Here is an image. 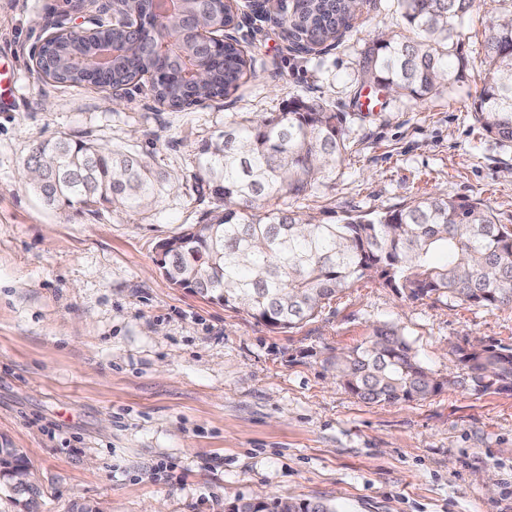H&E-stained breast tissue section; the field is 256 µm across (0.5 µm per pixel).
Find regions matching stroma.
I'll return each instance as SVG.
<instances>
[{
    "mask_svg": "<svg viewBox=\"0 0 512 512\" xmlns=\"http://www.w3.org/2000/svg\"><path fill=\"white\" fill-rule=\"evenodd\" d=\"M236 0L247 67L222 98L172 110L148 81L120 90L38 77L45 21L109 20L110 0H0V63L14 69L0 109V441L29 460L40 512H224L239 500H321L336 512H512V393L443 387L369 403L325 357L397 327L423 367L455 373L450 345H512V307L412 301L358 282L316 318L277 330L170 284L156 245L213 207L198 149L224 123L268 117L292 98L340 114L347 150L332 173L279 208L337 224L423 197L466 198L512 230V143L473 118L488 61L489 7L471 11L464 78L422 100L362 80L375 34L406 35L397 0H367L352 27L308 53L281 23ZM67 134L147 157L170 188L146 214L47 205L24 177L45 140ZM491 471L493 492L477 476Z\"/></svg>",
    "mask_w": 512,
    "mask_h": 512,
    "instance_id": "1",
    "label": "stroma"
}]
</instances>
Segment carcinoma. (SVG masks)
I'll return each instance as SVG.
<instances>
[{"instance_id":"obj_1","label":"carcinoma","mask_w":512,"mask_h":512,"mask_svg":"<svg viewBox=\"0 0 512 512\" xmlns=\"http://www.w3.org/2000/svg\"><path fill=\"white\" fill-rule=\"evenodd\" d=\"M476 2L397 0L413 37H377L366 51L364 81L379 92L422 100L437 86L459 80L463 67L451 60L454 42ZM127 7L150 27L153 38L170 36L153 0H130ZM355 7L351 0H294L288 19L294 48L307 52L336 39L350 28ZM233 24V14L216 3L211 25ZM486 41L489 63L480 77L475 117L488 132L512 142L509 14L488 21ZM82 48L77 38L49 41L38 52L40 66L58 83L96 88L125 86L149 72L156 101L175 110L226 96L246 67L235 44L214 41L211 77L202 85H183L176 68L141 57L120 61L104 73L68 70L62 59ZM344 150L338 114L300 98L289 99L283 111L269 118L224 126V134L199 148L200 179L212 187L213 209L204 222L158 243L162 274L179 288L278 329L294 328L372 276L411 300L434 296L488 310L512 305V231L494 223L475 202L429 196L375 217L349 216L340 224L265 208L272 200L307 192L335 167ZM31 168L39 172L33 187L50 205L112 204L143 214L167 187L145 158L67 134L41 143L27 161L26 169ZM262 208L264 214H256ZM437 252L447 255V264L432 262ZM450 354L460 373L438 380L421 365L406 337L383 325L373 330L366 345L324 362L345 389L370 402L425 399L446 383L476 394L512 391L511 346L456 345ZM17 474L32 476L29 463L18 449L1 445L0 495L14 505V512H38L39 486L33 482L29 492L19 494ZM230 512L335 510L320 502L275 498L239 499Z\"/></svg>"}]
</instances>
